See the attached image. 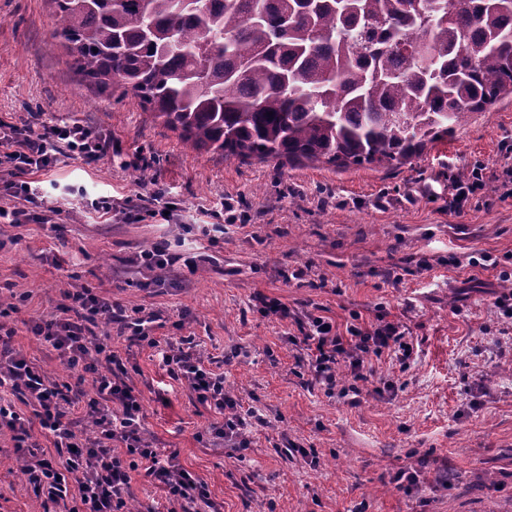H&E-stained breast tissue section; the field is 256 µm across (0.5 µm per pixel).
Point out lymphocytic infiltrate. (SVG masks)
<instances>
[{"mask_svg":"<svg viewBox=\"0 0 512 512\" xmlns=\"http://www.w3.org/2000/svg\"><path fill=\"white\" fill-rule=\"evenodd\" d=\"M112 151L110 138L97 134L81 121H28L17 125L0 119V221L8 224H49L57 208L47 206L29 177L59 158L74 156L94 163ZM260 313L290 321L297 332L288 341L295 346L297 365L306 367L327 393L349 395L365 380L372 358L393 354L408 364L414 354L412 339L400 322L377 317L363 321L351 316L345 330L328 318L292 312L277 299L260 301ZM162 315L142 307L126 309L100 296L94 289L67 290L50 317L37 316L24 326L38 342L56 351L60 362L76 379L95 377L96 396L89 403L92 432L81 418L68 417L75 402L62 384L11 349L0 348V428H7L19 452L23 473L43 506L71 500L69 512H127L131 471L162 488L179 512H203L210 506L204 484L182 467L176 454H164L143 425V397L124 379L126 368L111 346L101 342L100 324L117 323L129 344L155 348L169 376L185 385L197 403L216 416L210 425L225 447L243 448L249 428L261 423L254 410L243 409L224 389V375L207 367L191 338L153 336ZM32 407V415L17 411V404ZM52 437L59 459L46 457L34 435Z\"/></svg>","mask_w":512,"mask_h":512,"instance_id":"f902f5d3","label":"lymphocytic infiltrate"}]
</instances>
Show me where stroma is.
Instances as JSON below:
<instances>
[{"instance_id": "obj_1", "label": "stroma", "mask_w": 512, "mask_h": 512, "mask_svg": "<svg viewBox=\"0 0 512 512\" xmlns=\"http://www.w3.org/2000/svg\"><path fill=\"white\" fill-rule=\"evenodd\" d=\"M57 25L49 0H0V118L78 119L116 150L35 174L60 209L53 223H0V298L27 296L15 321L89 287L161 311L157 337H191L204 360L222 362L228 392L266 419L245 448L215 447L213 414L168 378L155 350L106 328L144 398L148 434L206 483L219 512H512V319L492 305L506 291L501 271L512 269V197L499 180L512 163V96L399 167L244 162L186 148L134 98L87 88L52 37ZM139 156L181 212L169 224L102 222L87 199L145 192ZM479 165L484 189L449 211L457 172ZM224 196L248 221L225 225L213 246L196 207ZM157 245L183 256L161 284L137 260ZM259 294L341 327L354 312L368 322L386 315L418 355L405 369L374 360L357 399L327 394L297 367L287 323L259 313ZM11 344L68 381L55 351L25 330ZM386 381L394 393L377 394ZM290 442L299 453H285ZM400 469L418 471V483H392ZM0 512H42L6 431Z\"/></svg>"}]
</instances>
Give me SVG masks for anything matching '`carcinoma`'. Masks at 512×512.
I'll return each mask as SVG.
<instances>
[{
    "label": "carcinoma",
    "mask_w": 512,
    "mask_h": 512,
    "mask_svg": "<svg viewBox=\"0 0 512 512\" xmlns=\"http://www.w3.org/2000/svg\"><path fill=\"white\" fill-rule=\"evenodd\" d=\"M89 88L246 161L405 164L512 96V0H51Z\"/></svg>",
    "instance_id": "1"
}]
</instances>
